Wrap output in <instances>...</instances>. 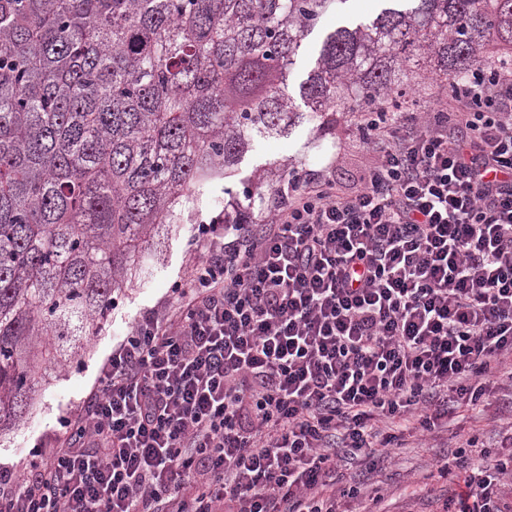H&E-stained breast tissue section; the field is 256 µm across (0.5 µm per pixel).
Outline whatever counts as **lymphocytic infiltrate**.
Listing matches in <instances>:
<instances>
[{"label":"lymphocytic infiltrate","instance_id":"f902f5d3","mask_svg":"<svg viewBox=\"0 0 512 512\" xmlns=\"http://www.w3.org/2000/svg\"><path fill=\"white\" fill-rule=\"evenodd\" d=\"M353 194L279 189L263 224H199L164 310L103 362L63 442L0 470V512H341L338 456L384 451L512 390V68L370 120ZM464 437L445 512H512V431Z\"/></svg>","mask_w":512,"mask_h":512}]
</instances>
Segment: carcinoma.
Masks as SVG:
<instances>
[{
    "instance_id": "1",
    "label": "carcinoma",
    "mask_w": 512,
    "mask_h": 512,
    "mask_svg": "<svg viewBox=\"0 0 512 512\" xmlns=\"http://www.w3.org/2000/svg\"><path fill=\"white\" fill-rule=\"evenodd\" d=\"M346 2L0 0V431L104 329L159 226L303 118L288 71ZM411 2L326 37L300 88L320 129L468 71L493 36L512 51V0ZM261 187L227 191L224 223H252Z\"/></svg>"
}]
</instances>
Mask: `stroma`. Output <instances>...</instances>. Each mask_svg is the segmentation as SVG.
I'll list each match as a JSON object with an SVG mask.
<instances>
[{"label": "stroma", "instance_id": "1", "mask_svg": "<svg viewBox=\"0 0 512 512\" xmlns=\"http://www.w3.org/2000/svg\"><path fill=\"white\" fill-rule=\"evenodd\" d=\"M385 6V0H347L339 11L325 14L303 40L288 75L290 94L299 96L300 86L315 67L328 33L368 21ZM360 121V113L342 112L335 131L325 134L315 121L306 118L286 136L258 140L234 176L212 180L195 206L183 211L180 223L162 225L153 244L140 255L137 267L129 272L127 288L100 335L90 340L80 360L58 364L40 381L24 419L0 436V464L25 471L32 448L39 444L54 446L59 416L78 408L113 345L125 336L143 309L160 307L172 284L188 273L200 251L196 241L198 225L223 211L225 189L242 190L255 170L265 168L273 172L263 188L267 194L280 179H302L308 171L323 169L338 188L355 191L362 171L373 158L371 145L357 131ZM511 421L512 398L505 396L497 409L476 418L451 416L447 429L424 446L390 450L376 470L369 471L343 459L338 461L337 471L353 477L361 488L380 489L386 512H441L442 501L454 498L458 485L449 480L435 481L426 494L415 491L414 480L454 451L459 435L476 432L486 447L494 448L502 428Z\"/></svg>", "mask_w": 512, "mask_h": 512}]
</instances>
